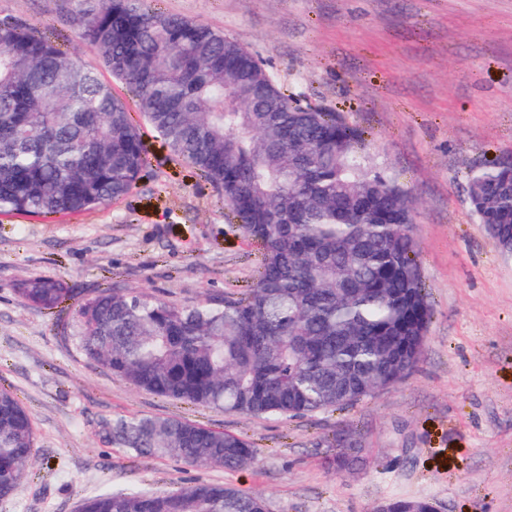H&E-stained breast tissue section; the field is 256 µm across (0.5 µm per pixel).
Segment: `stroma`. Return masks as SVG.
Here are the masks:
<instances>
[{
  "mask_svg": "<svg viewBox=\"0 0 512 512\" xmlns=\"http://www.w3.org/2000/svg\"><path fill=\"white\" fill-rule=\"evenodd\" d=\"M224 33L285 92L362 130L372 163L413 193L412 231L432 307L423 354L380 395L269 420L129 386L61 335L76 303L105 288L190 306L254 284L261 262L223 192L184 167L146 122L148 165L133 189L80 214H0V389L30 413L35 460L0 512H78L115 489L163 494L205 481L263 494L269 512H371L393 498L441 512H512V258L474 217L468 172L512 155V0H147ZM61 0H0V22L46 33L131 101L65 24ZM71 291L28 304L20 281ZM183 418L240 435V471L142 458L101 442L116 416ZM353 435L366 464L340 477L323 459Z\"/></svg>",
  "mask_w": 512,
  "mask_h": 512,
  "instance_id": "stroma-1",
  "label": "stroma"
}]
</instances>
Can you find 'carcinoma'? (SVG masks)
I'll list each match as a JSON object with an SVG mask.
<instances>
[{"mask_svg": "<svg viewBox=\"0 0 512 512\" xmlns=\"http://www.w3.org/2000/svg\"><path fill=\"white\" fill-rule=\"evenodd\" d=\"M145 0H94L66 21L135 97L139 115L183 164L224 191L259 246L240 297L181 307L107 288L85 299L63 336L136 389L266 419L336 410L405 379L432 316L409 225L416 200L370 163L363 132L287 94L236 40ZM147 164L126 103L90 68L22 22L0 23V213L49 216L108 205ZM473 214L512 254V163L470 172ZM31 304L55 308L66 289L22 281ZM103 442L198 468L256 463L244 438L173 417L117 416ZM362 449H334L349 472ZM34 460L29 412L0 390V501ZM395 512L427 501L391 500ZM81 512H267L265 499L198 481L176 492L115 490Z\"/></svg>", "mask_w": 512, "mask_h": 512, "instance_id": "cac0c4a2", "label": "carcinoma"}]
</instances>
